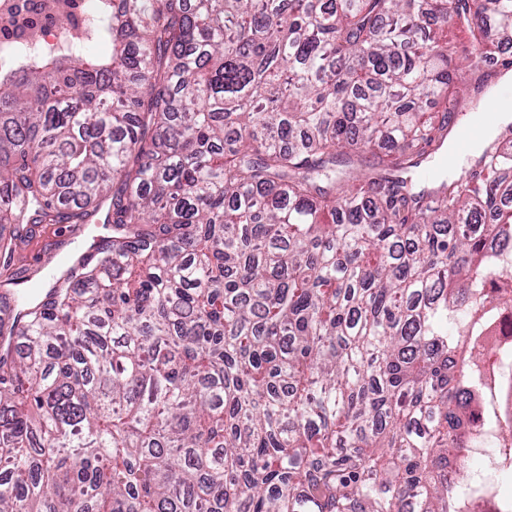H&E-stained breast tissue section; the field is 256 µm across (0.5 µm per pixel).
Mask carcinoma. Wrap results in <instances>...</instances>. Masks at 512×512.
<instances>
[{"mask_svg":"<svg viewBox=\"0 0 512 512\" xmlns=\"http://www.w3.org/2000/svg\"><path fill=\"white\" fill-rule=\"evenodd\" d=\"M101 10L109 54L0 72V512H457L512 149L409 173L448 143V25L488 74L512 0ZM100 222L23 291L32 228Z\"/></svg>","mask_w":512,"mask_h":512,"instance_id":"1","label":"carcinoma"}]
</instances>
